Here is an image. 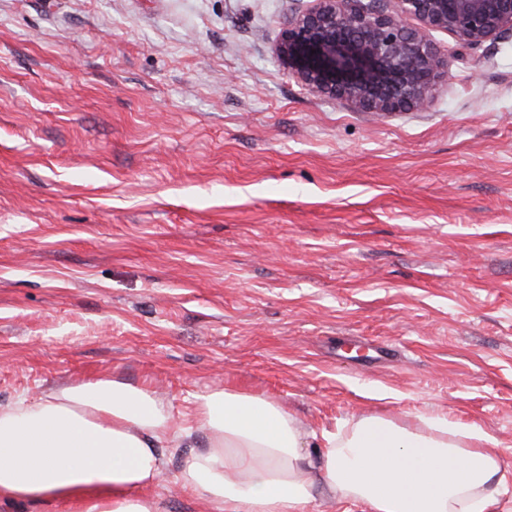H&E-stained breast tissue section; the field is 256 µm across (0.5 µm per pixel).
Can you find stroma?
I'll return each instance as SVG.
<instances>
[{"mask_svg": "<svg viewBox=\"0 0 512 512\" xmlns=\"http://www.w3.org/2000/svg\"><path fill=\"white\" fill-rule=\"evenodd\" d=\"M296 0H0V405L215 388L306 429L481 427L512 467V40L422 112L310 92ZM165 449L162 512H210Z\"/></svg>", "mask_w": 512, "mask_h": 512, "instance_id": "1", "label": "stroma"}]
</instances>
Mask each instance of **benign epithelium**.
Wrapping results in <instances>:
<instances>
[{"mask_svg": "<svg viewBox=\"0 0 512 512\" xmlns=\"http://www.w3.org/2000/svg\"><path fill=\"white\" fill-rule=\"evenodd\" d=\"M288 16L275 52L308 90L358 112L428 108L448 81L435 31L475 49L512 37V0H309Z\"/></svg>", "mask_w": 512, "mask_h": 512, "instance_id": "benign-epithelium-1", "label": "benign epithelium"}]
</instances>
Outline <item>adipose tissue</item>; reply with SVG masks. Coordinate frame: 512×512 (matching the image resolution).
<instances>
[{
  "label": "adipose tissue",
  "instance_id": "ef3b65f1",
  "mask_svg": "<svg viewBox=\"0 0 512 512\" xmlns=\"http://www.w3.org/2000/svg\"><path fill=\"white\" fill-rule=\"evenodd\" d=\"M204 433L177 480L213 512H308L315 490L370 512H494L512 471L480 428L369 416L307 432L277 404L218 390L176 420L144 386L81 381L0 406V499L66 512H160L163 449Z\"/></svg>",
  "mask_w": 512,
  "mask_h": 512
}]
</instances>
